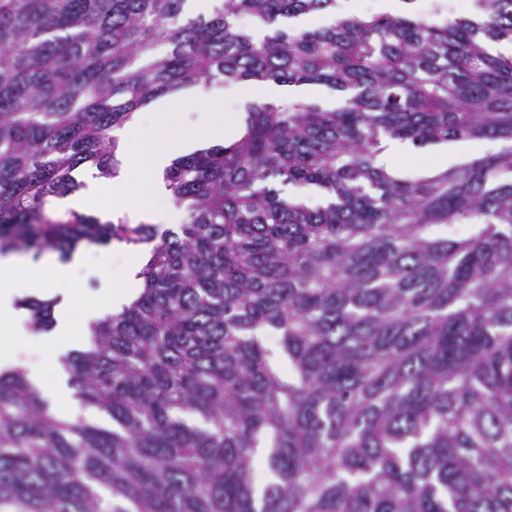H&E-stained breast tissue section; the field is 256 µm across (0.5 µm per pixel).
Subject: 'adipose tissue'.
<instances>
[{"label": "adipose tissue", "instance_id": "adipose-tissue-1", "mask_svg": "<svg viewBox=\"0 0 512 512\" xmlns=\"http://www.w3.org/2000/svg\"><path fill=\"white\" fill-rule=\"evenodd\" d=\"M193 97L201 111L195 118H175L166 101L156 102L151 111L134 113L129 120L137 140L120 136L117 154L123 163L116 177L87 180L78 194L67 197L66 205L78 208L85 202L108 196L113 209L129 212L153 223L178 224L183 219L180 209L169 204V192L162 180L163 171L172 160L193 152L198 146L219 145L240 138L245 115L224 117V98L204 85L193 89ZM136 184L135 195L126 192L128 184ZM88 263L87 252L75 251L67 262H18L14 254L0 255V274L21 271L26 284L47 290L49 296L69 301V284L76 271Z\"/></svg>", "mask_w": 512, "mask_h": 512}]
</instances>
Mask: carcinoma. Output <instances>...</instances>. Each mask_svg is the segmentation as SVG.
<instances>
[{"label": "carcinoma", "mask_w": 512, "mask_h": 512, "mask_svg": "<svg viewBox=\"0 0 512 512\" xmlns=\"http://www.w3.org/2000/svg\"><path fill=\"white\" fill-rule=\"evenodd\" d=\"M186 2L0 0V253L153 243L139 296L63 359L112 428L0 370V512H512V53L489 50L512 45V0L440 22L337 0L185 20ZM316 13L332 22L278 26ZM221 79L342 101L254 104L241 140L177 159V232L53 206L82 164L118 174L111 132L135 111ZM387 139L502 148L404 178L377 164ZM460 223L476 233L426 234ZM20 306L53 326L52 301Z\"/></svg>", "instance_id": "carcinoma-1"}]
</instances>
